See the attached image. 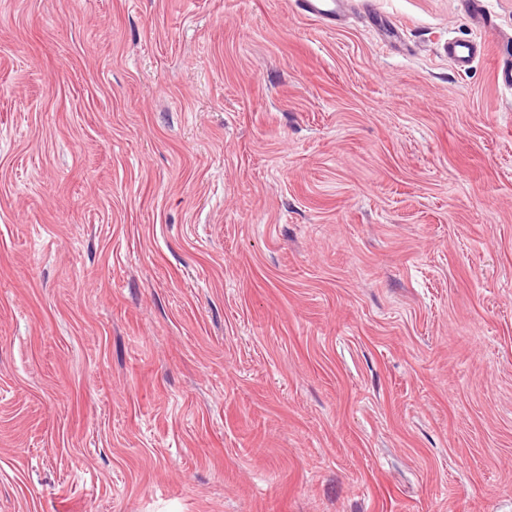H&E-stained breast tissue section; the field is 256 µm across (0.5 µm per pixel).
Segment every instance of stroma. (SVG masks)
<instances>
[{"label": "stroma", "mask_w": 512, "mask_h": 512, "mask_svg": "<svg viewBox=\"0 0 512 512\" xmlns=\"http://www.w3.org/2000/svg\"><path fill=\"white\" fill-rule=\"evenodd\" d=\"M365 3L0 0V512H512V0ZM297 14L327 25L342 22L352 1L350 0H294ZM465 6L468 11L467 16L477 33L482 35L494 30L492 15L485 0H465ZM369 18L375 33L383 43L394 48H400L401 44L403 43L401 28L396 25L387 23L377 15H372ZM480 46L481 41L477 38L448 40V43L442 45L441 51L458 72L466 73L471 68Z\"/></svg>", "instance_id": "obj_1"}]
</instances>
